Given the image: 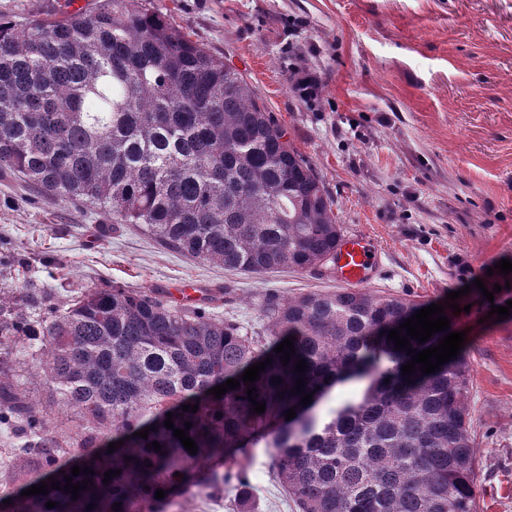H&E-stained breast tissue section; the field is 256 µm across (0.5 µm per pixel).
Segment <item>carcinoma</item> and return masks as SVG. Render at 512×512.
I'll list each match as a JSON object with an SVG mask.
<instances>
[{"mask_svg":"<svg viewBox=\"0 0 512 512\" xmlns=\"http://www.w3.org/2000/svg\"><path fill=\"white\" fill-rule=\"evenodd\" d=\"M0 171L229 270H313L336 263L342 240L321 181L243 75L146 0L0 19ZM31 307L45 311L41 321ZM424 307L347 288L271 297L260 334L156 290L94 287L61 303L39 288L0 294V336L38 342L21 354L50 392L46 405L30 398L18 386L21 362L0 357V426L13 444L6 479L64 486L73 455L95 472L72 476L92 481L76 500L51 489L0 502L11 499L7 512H113L116 502L119 512H162L191 486L221 491L234 477L248 487L250 463L238 453L263 440L297 512H476L465 355L408 378L411 356L387 340ZM287 337L295 354L284 365L274 349ZM267 357L252 383L263 413L243 383L208 393ZM363 370L374 371L369 385L320 417L332 389ZM300 377L306 406L291 393ZM188 403L197 412L183 411ZM169 412L174 429L192 423L196 454L164 426ZM71 413L79 423L67 431ZM150 426L148 438L133 436ZM153 441L162 452L146 448ZM214 457L236 473L208 467Z\"/></svg>","mask_w":512,"mask_h":512,"instance_id":"1","label":"carcinoma"}]
</instances>
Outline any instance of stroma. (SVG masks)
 I'll return each instance as SVG.
<instances>
[{
	"instance_id": "obj_1",
	"label": "stroma",
	"mask_w": 512,
	"mask_h": 512,
	"mask_svg": "<svg viewBox=\"0 0 512 512\" xmlns=\"http://www.w3.org/2000/svg\"><path fill=\"white\" fill-rule=\"evenodd\" d=\"M97 0H0L15 22ZM190 39L236 67L289 143L311 164L343 235L382 253L369 293L459 298L465 332L476 512H512V0H150ZM311 75L309 94L295 83ZM486 287L501 284L486 300ZM195 282L199 306L260 329L273 296L338 288L336 270L237 273L172 250L108 212L46 198L0 175V293L49 285L57 300L90 287ZM258 512H294L270 470L271 449L241 451ZM234 487L187 491L167 512H236Z\"/></svg>"
}]
</instances>
